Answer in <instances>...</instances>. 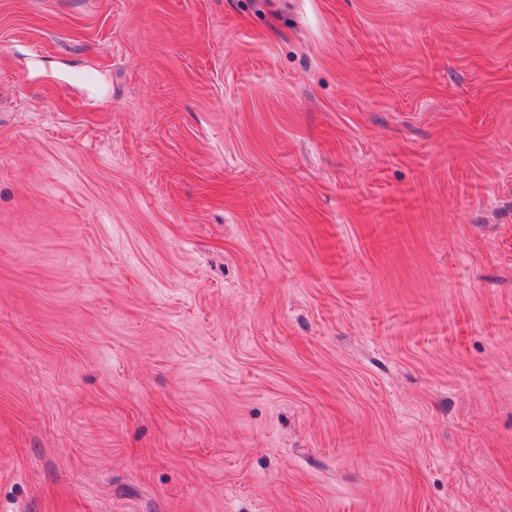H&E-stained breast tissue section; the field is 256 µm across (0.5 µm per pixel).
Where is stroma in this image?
Listing matches in <instances>:
<instances>
[{"mask_svg":"<svg viewBox=\"0 0 512 512\" xmlns=\"http://www.w3.org/2000/svg\"><path fill=\"white\" fill-rule=\"evenodd\" d=\"M0 512H512V0H0Z\"/></svg>","mask_w":512,"mask_h":512,"instance_id":"obj_1","label":"stroma"}]
</instances>
